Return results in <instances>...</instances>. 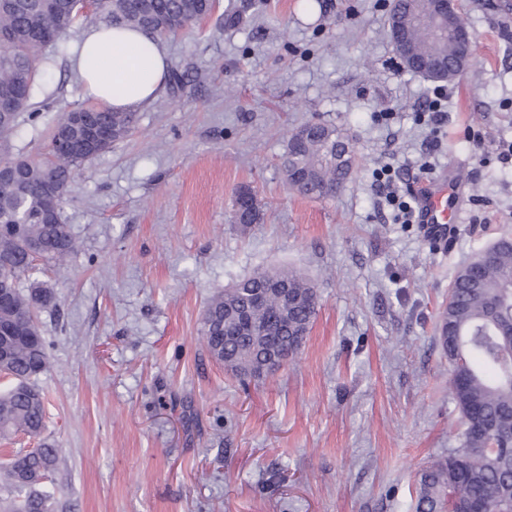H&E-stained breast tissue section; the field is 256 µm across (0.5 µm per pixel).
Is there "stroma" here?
<instances>
[{"label":"stroma","instance_id":"stroma-1","mask_svg":"<svg viewBox=\"0 0 512 512\" xmlns=\"http://www.w3.org/2000/svg\"><path fill=\"white\" fill-rule=\"evenodd\" d=\"M391 0H215L162 38L182 85L79 172L63 222L81 249L41 278L46 433L57 512H414L420 471L459 447L438 317L458 269L512 232V0H462L473 37L430 149L417 113L433 83L403 70ZM35 93L17 153L41 157L62 111L89 106L67 56ZM342 128L353 170L329 198L290 191L285 135ZM399 195L446 175L467 211L446 247L401 224ZM252 188L261 223L233 220ZM315 283L318 314L272 378L241 383L200 339L209 300L263 269Z\"/></svg>","mask_w":512,"mask_h":512}]
</instances>
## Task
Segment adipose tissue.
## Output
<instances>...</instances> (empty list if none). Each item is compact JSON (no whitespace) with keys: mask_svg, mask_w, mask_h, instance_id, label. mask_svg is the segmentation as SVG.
<instances>
[{"mask_svg":"<svg viewBox=\"0 0 512 512\" xmlns=\"http://www.w3.org/2000/svg\"><path fill=\"white\" fill-rule=\"evenodd\" d=\"M70 64L84 96L118 111L153 102L169 68L156 37L108 23L82 31L70 50Z\"/></svg>","mask_w":512,"mask_h":512,"instance_id":"ef3b65f1","label":"adipose tissue"}]
</instances>
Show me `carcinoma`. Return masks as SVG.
Here are the masks:
<instances>
[{
	"label": "carcinoma",
	"instance_id": "carcinoma-1",
	"mask_svg": "<svg viewBox=\"0 0 512 512\" xmlns=\"http://www.w3.org/2000/svg\"><path fill=\"white\" fill-rule=\"evenodd\" d=\"M0 7V33L25 30L29 38L0 44V98L16 97V111L0 120V166L14 181L0 189V285L11 289L9 305L0 306V375L11 380L0 391V437L21 433L37 447L0 464V482L17 494L10 512H54V496L44 484L56 470L59 449L42 437L45 397L31 380L49 369L48 344L38 310L55 303V293L34 277L36 261L57 267L78 254L79 244L57 215L43 217L39 188L52 169L64 202L77 171L98 156L91 148L60 157L47 147L32 160L12 153V138L21 114L35 92L45 86L46 54H63L77 23L92 26L106 18L114 25L142 28L156 37L186 30L212 9L209 0H105L84 11L80 0H9ZM426 9L423 0H393L391 14L409 18ZM415 44L431 52L447 73L454 48L436 44L430 32L409 30ZM25 74L20 87L16 76ZM112 141L126 137L136 119L132 112L93 109ZM355 163L349 137L334 125L311 122L291 132L281 155L289 189L308 197L334 194ZM262 219L249 188L235 198L234 220L248 226ZM288 287L282 294L278 285ZM318 311L314 285L301 273L272 269L246 277L215 295L206 309L201 340L210 356L234 376L261 379L271 374L268 356L278 351L292 359L309 333ZM439 340L451 365L448 390L461 415V447L435 460L421 473L415 512H512V353L501 337L512 333V236L504 234L481 250L456 274L448 304L439 319Z\"/></svg>",
	"mask_w": 512,
	"mask_h": 512
}]
</instances>
